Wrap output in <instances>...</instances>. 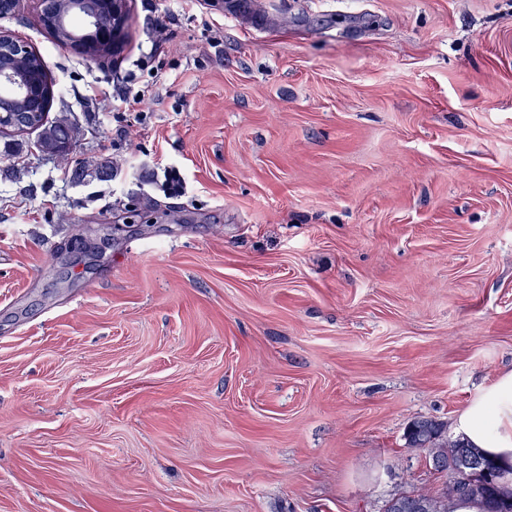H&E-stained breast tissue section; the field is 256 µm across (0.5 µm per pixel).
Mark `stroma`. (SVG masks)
<instances>
[{
    "label": "stroma",
    "instance_id": "1",
    "mask_svg": "<svg viewBox=\"0 0 512 512\" xmlns=\"http://www.w3.org/2000/svg\"><path fill=\"white\" fill-rule=\"evenodd\" d=\"M264 4L93 58L0 18L115 163L0 144V512H381L512 371V0Z\"/></svg>",
    "mask_w": 512,
    "mask_h": 512
}]
</instances>
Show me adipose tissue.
<instances>
[{
  "mask_svg": "<svg viewBox=\"0 0 512 512\" xmlns=\"http://www.w3.org/2000/svg\"><path fill=\"white\" fill-rule=\"evenodd\" d=\"M455 429L474 446L512 462V372L475 396Z\"/></svg>",
  "mask_w": 512,
  "mask_h": 512,
  "instance_id": "adipose-tissue-1",
  "label": "adipose tissue"
}]
</instances>
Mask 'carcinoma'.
I'll list each match as a JSON object with an SVG mask.
<instances>
[{"mask_svg": "<svg viewBox=\"0 0 512 512\" xmlns=\"http://www.w3.org/2000/svg\"><path fill=\"white\" fill-rule=\"evenodd\" d=\"M42 130L33 142L41 153L65 162L73 179L103 177L112 165L74 154L80 130L66 112L40 117ZM407 447L424 453L432 470L446 477L464 473L467 483L458 492L448 486L429 491L400 493L385 501L383 512H456L464 502L478 505L479 512H512V465L504 467L498 457L475 447L463 438L451 439L444 425L430 418L412 420L405 432Z\"/></svg>", "mask_w": 512, "mask_h": 512, "instance_id": "cac0c4a2", "label": "carcinoma"}]
</instances>
